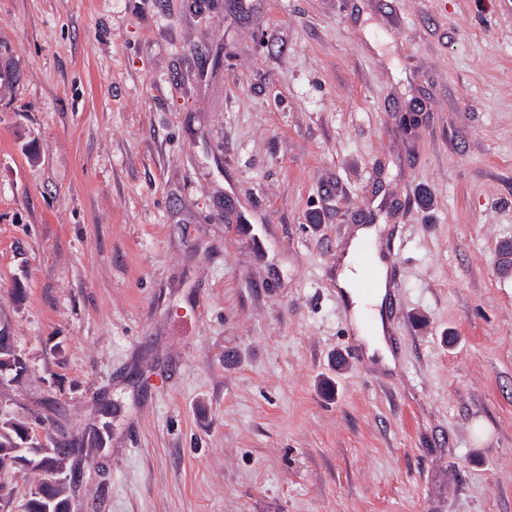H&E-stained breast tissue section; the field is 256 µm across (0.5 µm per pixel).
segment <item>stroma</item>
<instances>
[{"instance_id":"1","label":"stroma","mask_w":512,"mask_h":512,"mask_svg":"<svg viewBox=\"0 0 512 512\" xmlns=\"http://www.w3.org/2000/svg\"><path fill=\"white\" fill-rule=\"evenodd\" d=\"M0 61V411L70 512H512V0H0ZM380 226L381 227L362 226L355 230V236L352 238L350 246L341 261L337 274V284L338 287L342 289V294L350 306L351 323L357 335L356 338L364 344L366 356L373 358L377 354L380 357L379 360L382 365L393 369L395 367V358L383 336L385 328L380 320H377L375 323L374 336L368 338L363 336L362 332V320L366 312V304L369 305V308L380 305L383 302L388 288L387 266L380 259L375 249L379 233L383 228V225ZM362 243H368L369 246L373 247L376 265V287L374 292L370 294L367 299L363 296H359L352 290L353 288H351L353 282L361 278V269L357 263L356 253L359 245Z\"/></svg>"}]
</instances>
